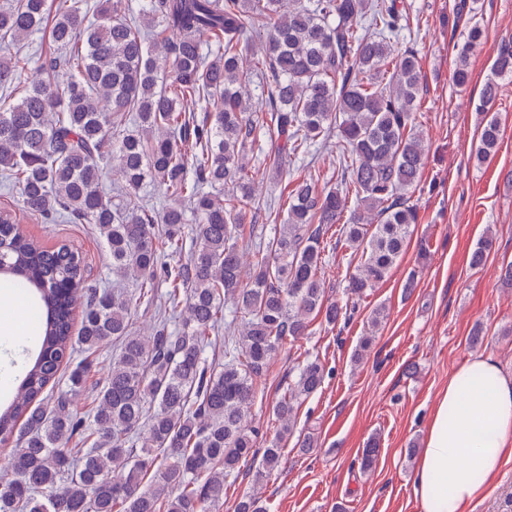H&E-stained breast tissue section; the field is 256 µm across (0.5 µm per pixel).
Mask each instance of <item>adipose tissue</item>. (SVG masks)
I'll return each instance as SVG.
<instances>
[{"mask_svg": "<svg viewBox=\"0 0 512 512\" xmlns=\"http://www.w3.org/2000/svg\"><path fill=\"white\" fill-rule=\"evenodd\" d=\"M512 447V374L492 357L467 359L448 376L415 467L422 512H465Z\"/></svg>", "mask_w": 512, "mask_h": 512, "instance_id": "1", "label": "adipose tissue"}]
</instances>
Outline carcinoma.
Returning <instances> with one entry per match:
<instances>
[{
  "label": "carcinoma",
  "mask_w": 512,
  "mask_h": 512,
  "mask_svg": "<svg viewBox=\"0 0 512 512\" xmlns=\"http://www.w3.org/2000/svg\"><path fill=\"white\" fill-rule=\"evenodd\" d=\"M136 2L140 27L119 15L122 0L97 10L94 21L90 0L0 3V49L41 33L50 14L51 39L63 50L34 71L27 56L0 62V170L19 188L22 211L96 225L112 274L136 282L130 294L92 292L74 329L85 288L79 253L40 244L0 210V260L15 272L12 287L38 294L40 344L19 397L0 408V444L19 443L12 477L0 478V512H217L241 463L259 455L255 482L270 477L294 433L299 400L322 386L324 366L307 361L275 401L273 431L251 426L247 412L285 337L309 335L321 314L328 324L340 317L321 277L327 225L350 212L346 239L364 261L348 291L361 296L384 281L417 223L409 192L425 163L415 127L422 75L413 53H395L394 4ZM363 20L369 35L358 33ZM257 30L266 41L250 51ZM480 36L475 24L454 46L458 86L469 81L468 55ZM260 72L269 92L255 106L245 86ZM504 78H512L510 41L478 106L487 115L474 149L479 161L498 145L499 121L489 109ZM206 100L215 109L199 123L195 110ZM259 130L270 141L265 164L281 175L290 173V157L336 133L349 178L343 191L319 189L317 174L291 180L284 217L279 201H266L280 231L255 245L246 280L243 242L254 227L244 220L257 200L247 149ZM110 172L124 183V197L104 192ZM147 180L169 200L157 220L131 198ZM183 253L184 263L163 262ZM157 299L161 310L185 304L186 316L173 329L163 316L153 335L141 336L133 310ZM220 339L224 363L216 365L205 353ZM108 341L119 352L82 414L74 398ZM67 364L69 388L45 393ZM379 452L374 437L361 468L372 469ZM234 512L266 510L247 492Z\"/></svg>",
  "instance_id": "carcinoma-1"
}]
</instances>
